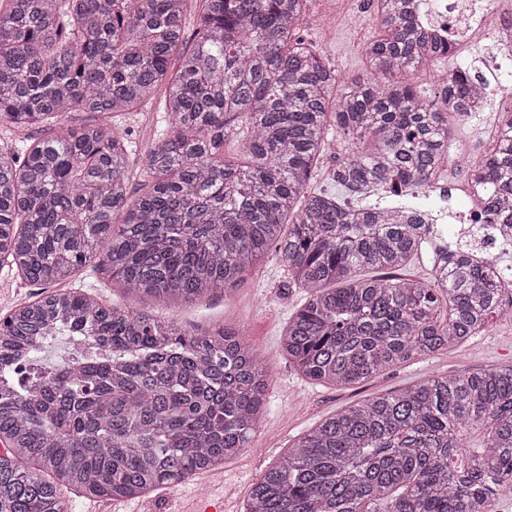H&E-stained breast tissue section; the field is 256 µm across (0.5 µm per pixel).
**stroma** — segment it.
<instances>
[{"instance_id": "35a3bbf8", "label": "stroma", "mask_w": 512, "mask_h": 512, "mask_svg": "<svg viewBox=\"0 0 512 512\" xmlns=\"http://www.w3.org/2000/svg\"><path fill=\"white\" fill-rule=\"evenodd\" d=\"M343 19L335 34H328L327 19ZM303 36L318 49L322 58L335 68L340 81L358 76L365 66V44L380 32L372 0H314L301 24ZM485 40L472 36L459 44L448 57L437 59L429 70L420 72V85L434 89L455 70L477 62L484 53ZM130 129L137 149L129 169L133 191H140L146 180L143 160L162 129L157 104L129 112L118 119ZM335 153L320 160L307 184L308 191L325 192L346 199L345 189L332 178L338 156L351 149L348 136L332 131ZM303 289L288 285V268L276 252L249 272L245 279L226 295L185 305L157 304L156 313L192 325L223 323L242 328L246 340L260 353L269 374L270 387L263 420L253 434L248 448L225 462L220 473L212 475V494H223L229 512H243L250 490L263 473L297 439L324 418L378 394L397 391L428 378L472 372L512 363V315L494 317L489 328L465 344L447 351L421 357L384 370L372 378L346 387L315 384L302 377L289 363L281 348V337L289 318L304 303ZM198 481L157 490L147 503L130 500L126 512H173L174 508L196 498Z\"/></svg>"}]
</instances>
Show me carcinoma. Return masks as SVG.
<instances>
[{
	"label": "carcinoma",
	"instance_id": "cac0c4a2",
	"mask_svg": "<svg viewBox=\"0 0 512 512\" xmlns=\"http://www.w3.org/2000/svg\"><path fill=\"white\" fill-rule=\"evenodd\" d=\"M188 2L0 0V126L35 129L0 142V268L40 289L0 320V512H67L52 477L87 499L140 498L246 448L269 386L260 354L236 327L187 326L151 305L227 293L272 248L306 293L282 350L319 384L459 346L512 308V253L478 266L435 244L440 225L403 218L448 154V103L471 114L487 94L459 69L437 91L414 84L454 43L419 31L410 0H374L382 31L343 87L299 35L313 0H201L190 46ZM157 99L171 131L146 154L134 197L135 143L115 117ZM500 119L475 178L492 187L486 217L512 202V112ZM334 126L375 141L336 162V183L397 205L307 193ZM228 139L244 142V161L224 159ZM424 243L430 280L398 276ZM87 265L141 307L63 287ZM63 336L72 352L48 361ZM505 492L512 365L325 418L264 472L243 512H490Z\"/></svg>",
	"mask_w": 512,
	"mask_h": 512
}]
</instances>
